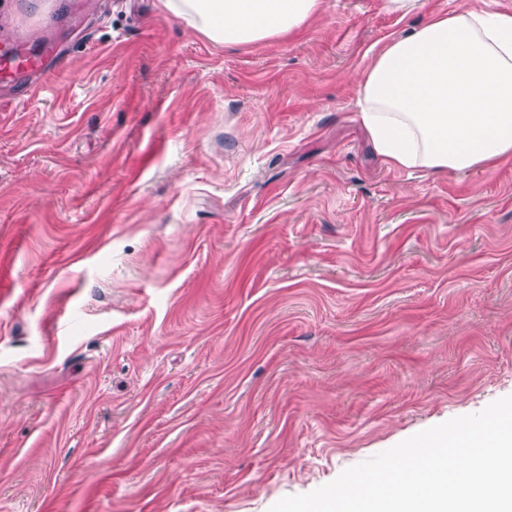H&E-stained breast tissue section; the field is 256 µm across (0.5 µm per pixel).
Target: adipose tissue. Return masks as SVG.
Wrapping results in <instances>:
<instances>
[{
  "instance_id": "ef3b65f1",
  "label": "adipose tissue",
  "mask_w": 512,
  "mask_h": 512,
  "mask_svg": "<svg viewBox=\"0 0 512 512\" xmlns=\"http://www.w3.org/2000/svg\"><path fill=\"white\" fill-rule=\"evenodd\" d=\"M320 0H160L215 43L300 29ZM361 121L395 168L492 169L512 159V15L433 14L375 53L358 81Z\"/></svg>"
}]
</instances>
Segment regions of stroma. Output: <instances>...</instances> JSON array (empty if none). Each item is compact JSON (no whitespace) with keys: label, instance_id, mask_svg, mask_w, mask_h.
Segmentation results:
<instances>
[{"label":"stroma","instance_id":"stroma-1","mask_svg":"<svg viewBox=\"0 0 512 512\" xmlns=\"http://www.w3.org/2000/svg\"><path fill=\"white\" fill-rule=\"evenodd\" d=\"M512 0H322L218 45L158 0H0V512H268L512 395V162L389 167L373 53ZM41 68V60L31 56L23 44L14 43L8 52L0 53V81L18 83Z\"/></svg>","mask_w":512,"mask_h":512}]
</instances>
